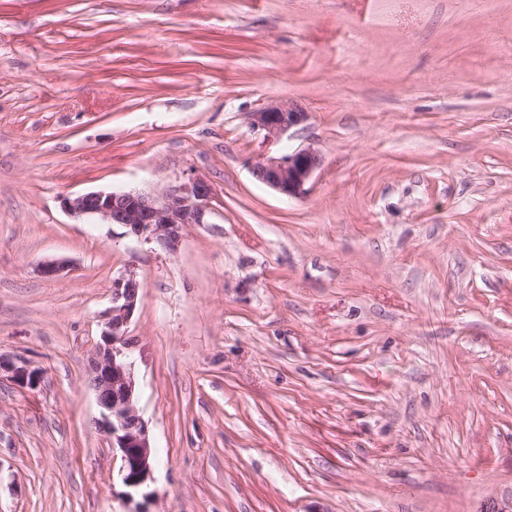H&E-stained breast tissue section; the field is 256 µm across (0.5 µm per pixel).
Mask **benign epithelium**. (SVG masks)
Instances as JSON below:
<instances>
[{"instance_id":"1","label":"benign epithelium","mask_w":512,"mask_h":512,"mask_svg":"<svg viewBox=\"0 0 512 512\" xmlns=\"http://www.w3.org/2000/svg\"><path fill=\"white\" fill-rule=\"evenodd\" d=\"M307 117L308 113L294 104L271 102L247 113L246 120L268 144L280 140ZM320 163L310 148L263 154L252 165V174L275 191L298 197ZM214 198L211 183L196 176L157 192H88L65 198L64 206L76 216L120 225L126 235L139 242L175 252L185 226L204 223ZM142 288L132 268L112 281V306L105 313L101 341L93 350L88 373L101 411L98 426L112 439V449L120 460L118 473L129 498L145 490L152 479L153 450L147 424L136 406L135 360L128 335L130 320L142 301ZM4 376L22 388L35 390L44 379V371L24 358L0 354V378Z\"/></svg>"}]
</instances>
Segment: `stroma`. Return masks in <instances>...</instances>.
<instances>
[{
	"mask_svg": "<svg viewBox=\"0 0 512 512\" xmlns=\"http://www.w3.org/2000/svg\"><path fill=\"white\" fill-rule=\"evenodd\" d=\"M300 148L304 195L253 177ZM196 175L174 253L63 205ZM129 267L130 500L86 377ZM0 353L46 372L0 512H512V0H0ZM308 112L287 102H271L246 115L249 128L262 137V143L279 141L292 128L307 120Z\"/></svg>",
	"mask_w": 512,
	"mask_h": 512,
	"instance_id": "obj_1",
	"label": "stroma"
}]
</instances>
